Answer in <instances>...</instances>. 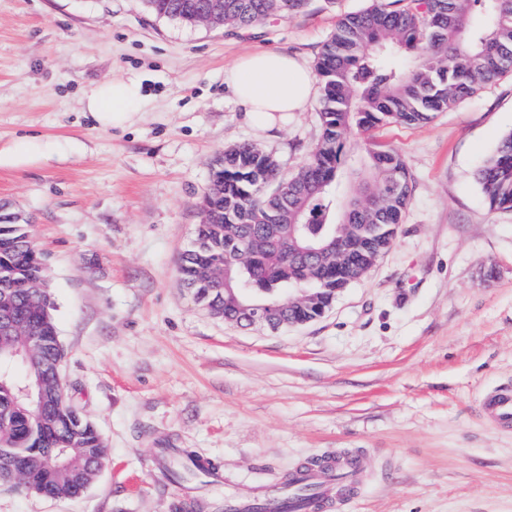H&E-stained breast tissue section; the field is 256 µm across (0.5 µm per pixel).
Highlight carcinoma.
<instances>
[{"label":"carcinoma","mask_w":512,"mask_h":512,"mask_svg":"<svg viewBox=\"0 0 512 512\" xmlns=\"http://www.w3.org/2000/svg\"><path fill=\"white\" fill-rule=\"evenodd\" d=\"M206 0H145L159 17L196 25ZM305 0H224V24L248 28L279 11L297 12ZM512 72V0H376L346 14L324 43L316 72L322 86L321 136L289 178L272 157L244 143L224 150L202 198L211 214L179 262L187 287L224 276L230 287L339 288L349 265L363 272L391 244L411 198L405 162L371 143L381 124L414 125L471 97L495 76ZM363 138L353 146L352 134ZM277 179L280 191L264 185ZM354 182L341 195L340 183ZM492 209L512 210V133L476 171ZM304 224L344 225V254L294 253ZM42 256L27 224H0V312L17 325L0 331V486L58 498L83 493L106 445L96 428L56 402L54 362L61 343L50 311V289L39 287ZM312 458L286 477L273 501L224 504V512H292L302 501L321 507L302 474ZM200 457L184 451L168 467L175 482L209 475Z\"/></svg>","instance_id":"cac0c4a2"}]
</instances>
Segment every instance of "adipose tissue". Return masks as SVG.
Instances as JSON below:
<instances>
[{
  "instance_id": "ef3b65f1",
  "label": "adipose tissue",
  "mask_w": 512,
  "mask_h": 512,
  "mask_svg": "<svg viewBox=\"0 0 512 512\" xmlns=\"http://www.w3.org/2000/svg\"><path fill=\"white\" fill-rule=\"evenodd\" d=\"M242 111L260 115L303 111L316 97L310 66L284 52L261 50L240 58L225 76ZM141 104L134 80H117L94 90L87 109L104 127L125 125Z\"/></svg>"
}]
</instances>
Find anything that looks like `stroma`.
<instances>
[{"mask_svg":"<svg viewBox=\"0 0 512 512\" xmlns=\"http://www.w3.org/2000/svg\"><path fill=\"white\" fill-rule=\"evenodd\" d=\"M371 4L308 0L225 29L143 0H0V221L30 226L63 384L107 446L82 497L0 487V512H173L273 490L336 453L360 475L334 512H512V430L478 411L512 385V211L490 210L475 180L512 132V73L425 124L376 130L404 159L411 200L387 253L322 318L246 329L178 272L225 148L256 145L287 176L321 134L320 102L256 120L225 72L262 49L316 65L337 20ZM128 78L140 111L99 125L88 95ZM184 449L222 483H172L167 458Z\"/></svg>","mask_w":512,"mask_h":512,"instance_id":"obj_1","label":"stroma"}]
</instances>
